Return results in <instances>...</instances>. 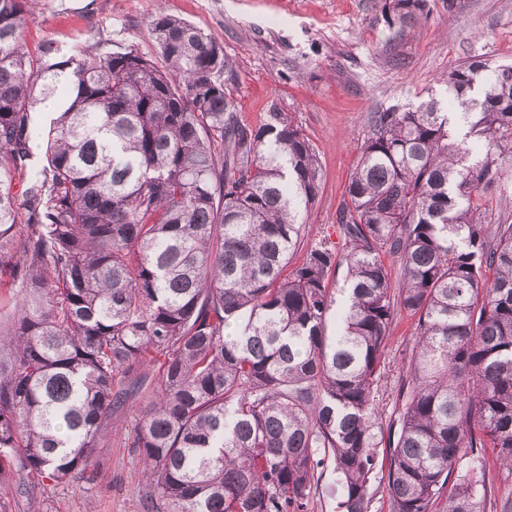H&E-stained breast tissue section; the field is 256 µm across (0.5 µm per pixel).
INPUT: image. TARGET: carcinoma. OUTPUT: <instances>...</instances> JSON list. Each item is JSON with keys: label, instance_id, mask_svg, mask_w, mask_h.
Returning a JSON list of instances; mask_svg holds the SVG:
<instances>
[{"label": "carcinoma", "instance_id": "obj_1", "mask_svg": "<svg viewBox=\"0 0 512 512\" xmlns=\"http://www.w3.org/2000/svg\"><path fill=\"white\" fill-rule=\"evenodd\" d=\"M31 2L0 0V278L18 288L0 482L7 466L68 480L142 399L129 447L167 512H307L327 463L340 512H370L380 448L388 512H431L445 490L443 512H486L482 449L512 483V65L451 68L453 112L430 95L372 113L339 207L347 253L321 242L286 275L321 179L292 113L241 124L223 47L162 8L163 69L134 48L31 47ZM424 2L385 0L388 24ZM404 312L415 339L385 426L375 393Z\"/></svg>", "mask_w": 512, "mask_h": 512}]
</instances>
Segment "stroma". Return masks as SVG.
<instances>
[{
	"label": "stroma",
	"instance_id": "35a3bbf8",
	"mask_svg": "<svg viewBox=\"0 0 512 512\" xmlns=\"http://www.w3.org/2000/svg\"><path fill=\"white\" fill-rule=\"evenodd\" d=\"M160 7L223 46L237 69L231 92L244 123L258 122L275 104L314 146L321 184L304 216L296 264L323 241L338 254L347 251L337 211L371 113L418 103L427 93L446 99L449 68L467 60L512 63V0H426L423 17L409 28L385 22L382 0H36L28 39L66 48L131 46L152 55L146 22ZM415 327L401 314L391 329L377 398L386 423ZM140 409H124L122 430L98 441L69 481L21 473L1 482L0 512H147L144 465L124 431Z\"/></svg>",
	"mask_w": 512,
	"mask_h": 512
}]
</instances>
